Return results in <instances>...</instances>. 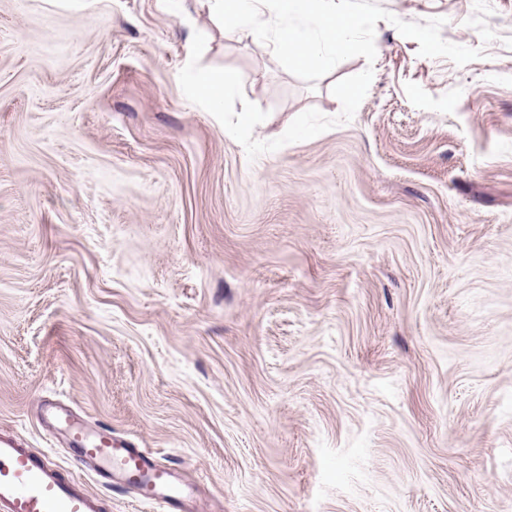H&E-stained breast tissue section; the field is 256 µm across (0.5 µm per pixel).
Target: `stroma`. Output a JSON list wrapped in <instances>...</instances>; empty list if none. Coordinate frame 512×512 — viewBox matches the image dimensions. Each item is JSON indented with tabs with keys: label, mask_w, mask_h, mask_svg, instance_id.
<instances>
[{
	"label": "stroma",
	"mask_w": 512,
	"mask_h": 512,
	"mask_svg": "<svg viewBox=\"0 0 512 512\" xmlns=\"http://www.w3.org/2000/svg\"><path fill=\"white\" fill-rule=\"evenodd\" d=\"M484 49L315 84L194 0H0V427L48 404L167 457L195 512H512V0H376ZM238 70L266 141L372 68L354 118L248 162L183 95Z\"/></svg>",
	"instance_id": "obj_1"
}]
</instances>
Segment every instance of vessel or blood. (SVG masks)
<instances>
[{
	"mask_svg": "<svg viewBox=\"0 0 512 512\" xmlns=\"http://www.w3.org/2000/svg\"><path fill=\"white\" fill-rule=\"evenodd\" d=\"M66 408L54 405L50 416L66 429L71 443L90 465L98 482L134 487L140 500L162 505L165 512H193L194 503L176 471L147 448L135 447L111 430L70 427ZM103 500L82 481L65 478L48 454L23 448L13 431L0 428V512H102Z\"/></svg>",
	"mask_w": 512,
	"mask_h": 512,
	"instance_id": "vessel-or-blood-1",
	"label": "vessel or blood"
}]
</instances>
